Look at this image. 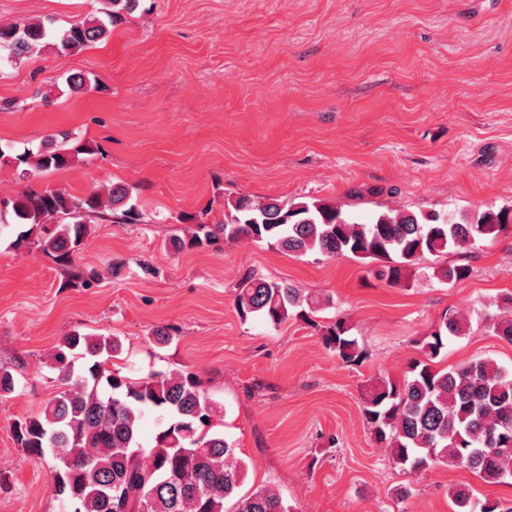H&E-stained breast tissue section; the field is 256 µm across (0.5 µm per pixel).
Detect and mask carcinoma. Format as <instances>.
Returning a JSON list of instances; mask_svg holds the SVG:
<instances>
[{
    "label": "carcinoma",
    "instance_id": "1",
    "mask_svg": "<svg viewBox=\"0 0 512 512\" xmlns=\"http://www.w3.org/2000/svg\"><path fill=\"white\" fill-rule=\"evenodd\" d=\"M139 0H97L92 18L74 23L59 37L63 53L81 51L109 37L124 14ZM54 21L23 26L0 25V59L20 61L33 55L53 32ZM70 133L36 152L14 157L27 171L46 173L68 166ZM131 191L115 185L102 195L83 197L65 191L29 190L17 198H0V224L11 214L29 225L26 235L58 264L72 263L73 253L91 233V222L137 224L143 213L130 203ZM512 234V208H487L456 217L430 210H388L359 223L327 199L285 202L242 196L216 224L202 219L184 235L171 239L180 252L219 239L246 236L294 255L318 252L327 258L350 255L380 264L387 284L399 286L409 268L426 255L443 256L470 249L484 237ZM470 268L443 264L433 277L444 283L468 278ZM299 289L245 273L235 290L234 305L242 317L258 316L273 326L306 316ZM487 331L512 342V318L487 325ZM464 323L444 314L438 327L421 340L426 360L416 362L403 381L382 380L364 397L362 412L379 442L388 444L391 459L414 471L441 465L464 467L489 484L512 476V376L489 360L451 369L434 366L448 338L464 334ZM325 345L345 363L364 358L357 341L341 322L323 327ZM86 360L74 368L73 351ZM123 342L115 335H81L62 339L51 358L59 391L43 409L17 418L11 425L23 451L52 459L55 495L71 512H119L121 491L127 512H290L271 488L243 496L239 489L248 471L235 443L217 430L222 407L200 389L197 374L187 370L150 371L132 378L116 363ZM20 365L0 366V397L16 389ZM149 409L168 422L146 448L140 442V421ZM454 512H512L499 501L480 500L468 486L448 491Z\"/></svg>",
    "mask_w": 512,
    "mask_h": 512
}]
</instances>
